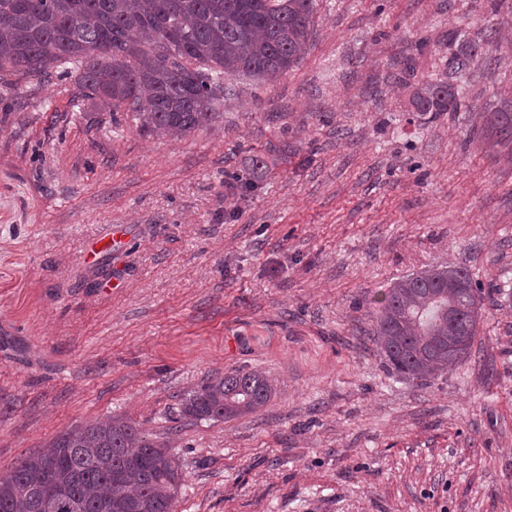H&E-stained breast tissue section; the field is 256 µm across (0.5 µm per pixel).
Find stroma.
<instances>
[{"mask_svg": "<svg viewBox=\"0 0 512 512\" xmlns=\"http://www.w3.org/2000/svg\"><path fill=\"white\" fill-rule=\"evenodd\" d=\"M316 4L298 63L229 78L179 140L70 78L0 87L1 472L118 415L176 458L174 512H512V150L480 122L512 94V0ZM458 58L462 108L419 115ZM448 263L484 297L472 354L405 379L370 314ZM239 369L264 407L182 414Z\"/></svg>", "mask_w": 512, "mask_h": 512, "instance_id": "35a3bbf8", "label": "stroma"}]
</instances>
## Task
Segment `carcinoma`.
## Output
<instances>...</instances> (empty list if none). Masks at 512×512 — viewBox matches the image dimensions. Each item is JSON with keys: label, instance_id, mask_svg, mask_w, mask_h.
Instances as JSON below:
<instances>
[{"label": "carcinoma", "instance_id": "obj_1", "mask_svg": "<svg viewBox=\"0 0 512 512\" xmlns=\"http://www.w3.org/2000/svg\"><path fill=\"white\" fill-rule=\"evenodd\" d=\"M315 0H0V85L73 77L96 108L139 130L180 139L211 124L230 94L224 77L269 81L296 64L312 36ZM459 86L430 83L417 112L456 111ZM486 138L512 142V98L482 113ZM373 341L408 379L438 375L472 353L481 290L462 266L407 276L384 293ZM273 394L257 370L192 390L183 413L233 419ZM178 467L135 423L110 417L57 434L0 473V512H173Z\"/></svg>", "mask_w": 512, "mask_h": 512}]
</instances>
